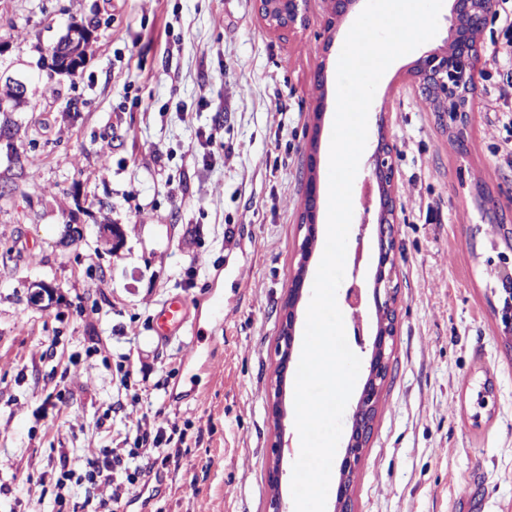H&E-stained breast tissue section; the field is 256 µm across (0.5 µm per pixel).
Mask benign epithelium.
I'll list each match as a JSON object with an SVG mask.
<instances>
[{"mask_svg":"<svg viewBox=\"0 0 512 512\" xmlns=\"http://www.w3.org/2000/svg\"><path fill=\"white\" fill-rule=\"evenodd\" d=\"M354 0H328L327 26H335L339 18L345 16ZM307 0H256L257 11L269 29L278 32H290L306 27ZM450 39L457 44V51L447 52L430 50L423 53L413 68V75L420 92L437 95L443 103V111L437 113L439 123L461 143L469 139V131L474 108L476 90L477 63L480 58L479 36L482 33L486 12L479 7V0H453L451 9ZM0 84L8 86V94L0 97V112H13L29 103V87L26 80L17 75L0 72ZM9 147V160L19 163L21 155L17 142L20 141L17 126H0V142ZM393 145L378 135L377 144L370 157L371 180L379 193L374 233L377 239L378 259L373 277V300L377 315V325L372 337L371 353L368 359V375L352 413L351 433L340 460V481L336 491L333 512H351L350 481L362 458L363 449L373 429V420L378 398L389 373L390 341L397 333L398 321V262L396 255L397 240V202L395 197L396 169L393 163ZM318 196V187L314 178L306 185V207L302 214L300 227L305 230L301 244L302 262L291 275L288 284V300L278 341V362L273 392L269 398V414L276 425H281L284 417L282 399V373L290 363L296 324L295 305L301 299L305 288L307 268L305 259L318 235V215L311 202ZM494 210L487 213L489 221L497 224L499 239L512 252V225L502 223L499 208L492 202ZM368 224L360 225L357 247L353 260L351 281L344 293V303L352 310L353 335L356 343L365 346L364 320L360 308L362 305V285L358 279L359 266L363 258L362 241ZM499 262L493 263L491 273L501 285L498 295L499 305L494 307L501 331L512 335V259L506 254L498 255ZM283 451L282 439L270 446L269 455L272 465L268 470V483L272 490L268 512H288L287 505L279 494L283 479L280 466Z\"/></svg>","mask_w":512,"mask_h":512,"instance_id":"1","label":"benign epithelium"}]
</instances>
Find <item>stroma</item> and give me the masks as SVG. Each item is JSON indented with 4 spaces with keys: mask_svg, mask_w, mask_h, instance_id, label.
I'll return each mask as SVG.
<instances>
[{
    "mask_svg": "<svg viewBox=\"0 0 512 512\" xmlns=\"http://www.w3.org/2000/svg\"><path fill=\"white\" fill-rule=\"evenodd\" d=\"M396 59L371 108L394 146L399 226L397 334L373 432L351 481L353 512H512V341L494 314V224L480 196L512 201V65L494 0L467 153L419 94L422 51ZM334 29L309 0L296 34L268 30L255 0H0V68L36 63L69 19L90 33L76 75L35 71L20 122L46 124L0 143V512H37L30 481L62 448H133L125 415L161 412L185 430L150 476L152 512H267L269 448L300 454L294 382L283 431L270 384L309 178L327 191L336 58L362 11ZM370 151L353 183L348 249L360 232ZM122 236L99 243V227ZM57 290L33 305L35 283ZM184 300L192 332L159 342L162 305ZM98 351H90L91 340ZM54 355L35 358L40 343ZM130 363L129 387L119 369Z\"/></svg>",
    "mask_w": 512,
    "mask_h": 512,
    "instance_id": "1",
    "label": "stroma"
}]
</instances>
